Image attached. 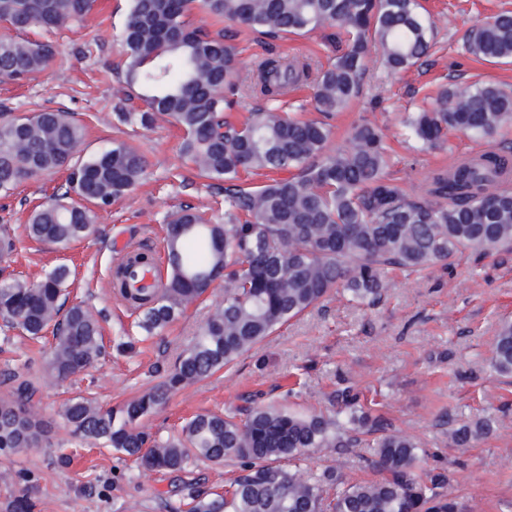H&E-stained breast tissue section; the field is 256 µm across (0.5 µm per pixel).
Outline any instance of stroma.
I'll return each instance as SVG.
<instances>
[{
  "mask_svg": "<svg viewBox=\"0 0 512 512\" xmlns=\"http://www.w3.org/2000/svg\"><path fill=\"white\" fill-rule=\"evenodd\" d=\"M421 2L435 23L433 53L400 73L390 72L381 56L369 57L361 93L329 120L332 143L342 145L354 124L378 125L390 148L389 174L412 199L421 197L436 167L464 154L512 147V129L491 138L452 133L446 147L435 149L406 139L404 113L422 106L443 85L495 82L512 89V63L481 62L467 50L472 29L512 11V0ZM127 12L128 0H96L84 23L56 36L57 55L39 81L0 77V112L64 111L86 123L76 160L126 141L148 161L134 190L97 211L96 233L67 250L50 248L26 233L32 210L64 182L65 172L29 179L0 196V224L11 225L20 240L12 270L33 281L60 264L74 269L68 301L85 302L100 312L108 348L102 367L57 383L43 372L40 344L0 324V395L19 381H33L39 389L38 414L49 430L44 447L0 458V512H6L10 497L26 490L38 501L37 512H173L189 488L216 490L238 473L234 461L221 467L200 462L185 471L146 470L113 449L72 444L59 416L64 401L77 393H93L110 408L161 382L162 369L173 364L224 296L218 287L189 305L137 354L121 356L112 348L114 337L131 329L136 319L110 288L111 271L120 259L117 244L163 254L165 220L184 205L211 212L216 221L224 219V207L215 203L206 180L184 163L176 126L161 121L135 129L115 118L123 104L117 72L125 58L121 35ZM229 33L245 77L253 62L270 52L319 66L336 55L335 42L323 31L273 38L233 26ZM123 105L134 111L139 102ZM507 320L512 321V252L468 254L450 268L437 266L420 274L394 270L379 303L359 306L345 296H332L280 328L232 369L174 391L143 424L165 437L193 414L242 405L254 393L277 399L290 388L299 409L318 411L325 408L328 392L349 387L372 402L394 429L420 442L423 467L453 471L449 492L469 512H512V377L498 375L490 365L494 338ZM486 413L499 419L493 434L470 448L450 443L451 429ZM61 449L68 463L58 462ZM370 455L367 448L340 455L323 448L307 466L336 467L353 483L371 478ZM19 470L34 472L37 484L11 483L10 474Z\"/></svg>",
  "mask_w": 512,
  "mask_h": 512,
  "instance_id": "35a3bbf8",
  "label": "stroma"
}]
</instances>
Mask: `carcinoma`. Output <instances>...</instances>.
<instances>
[{"mask_svg":"<svg viewBox=\"0 0 512 512\" xmlns=\"http://www.w3.org/2000/svg\"><path fill=\"white\" fill-rule=\"evenodd\" d=\"M95 0H0V24L40 39L0 38V76L35 80L53 61L51 36L91 14ZM123 42L124 95L145 104L141 112H116L119 122L143 129L159 121L183 130L181 155L199 176L223 184L224 223L213 224L185 205L166 226V275L158 287L134 291L124 276L138 264L151 269L152 253L138 249L112 273V293L137 314L141 335L116 344L120 354L163 331L184 308L224 282V300L178 356L157 386L118 409H104L78 395L60 416L69 434L91 446L111 448L155 471H182L195 461L240 463L224 492L194 493L187 512H467L448 494L451 474L417 472L419 442L385 427L371 408L348 390L328 397L326 411L306 414L286 402L253 398L245 408L206 412L180 432L160 438L140 425L170 393L231 368L290 320L340 291L359 304L378 302L386 288L383 270L409 274L469 251L491 254L512 248V149L468 155L434 169L424 196L411 200L387 172L383 131L353 126L348 145L329 148L331 129L300 120L273 105L241 124L230 122L225 92L247 91L277 101L306 82L312 65L297 59L261 58L250 82L239 74L235 47L224 30L192 29L187 17L201 6L227 20L270 36L334 29L340 53L314 79L315 110H344L362 88L365 61L380 55L394 72L417 64L430 50L433 22L419 0H128ZM470 54L488 63L512 60V12L476 26ZM512 123V92L486 82L444 85L431 101L404 120L408 134L429 148L448 142V132L487 138ZM83 128L70 114L39 111L0 122V193L61 169L67 188L35 207L30 238L65 250L93 231L95 210L121 200L143 178L148 161L120 142L71 164ZM296 170L289 177L279 173ZM273 177L252 186L246 172ZM17 250L7 224L0 225V317L32 340L53 327L44 369L63 382L97 368L105 353L100 313L60 302L71 277L60 265L36 281L17 278L5 262ZM490 364L512 375V321L502 323ZM36 389L24 380L0 397V456L42 445L45 430L34 408ZM498 418L486 414L451 430L467 447L491 435ZM378 433L368 443L361 435ZM373 449L378 477L347 483L327 467L307 476L308 452Z\"/></svg>","mask_w":512,"mask_h":512,"instance_id":"cac0c4a2","label":"carcinoma"}]
</instances>
